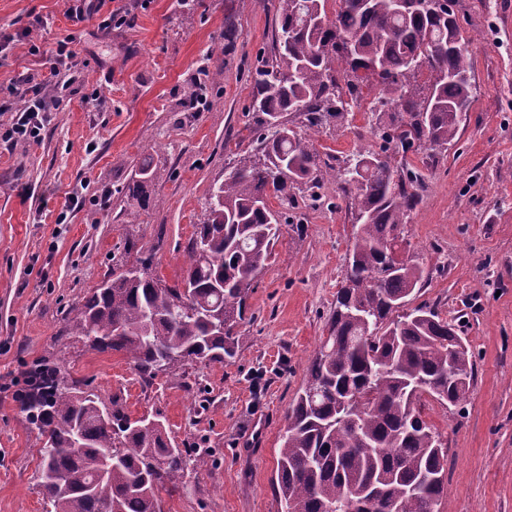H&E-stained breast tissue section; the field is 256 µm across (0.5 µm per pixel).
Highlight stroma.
Here are the masks:
<instances>
[{"mask_svg": "<svg viewBox=\"0 0 512 512\" xmlns=\"http://www.w3.org/2000/svg\"><path fill=\"white\" fill-rule=\"evenodd\" d=\"M126 21L109 34L74 22L65 0H0V125L21 74L45 80L60 41L77 77L37 139L0 141V512H46L40 442L20 409L33 364H58L104 403L159 420L204 468L163 494V512H281L273 480L288 407L334 308L354 220L333 169L379 151L388 123L363 88L345 122L314 137L325 179L312 200L273 198L280 236L246 300L239 351L221 363L186 361L145 381L126 355L70 333L91 289L148 259L180 282L188 245L214 187L258 146L252 71L270 54L277 0H112ZM469 38L474 100L448 147L408 154L421 176L404 227L426 280L410 301L463 319L476 362L462 407L426 399L448 448L438 512H512V0H456ZM222 69L199 93L200 70ZM149 165L142 206L129 190Z\"/></svg>", "mask_w": 512, "mask_h": 512, "instance_id": "35a3bbf8", "label": "stroma"}]
</instances>
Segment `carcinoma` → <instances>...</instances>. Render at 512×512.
Returning a JSON list of instances; mask_svg holds the SVG:
<instances>
[{
  "mask_svg": "<svg viewBox=\"0 0 512 512\" xmlns=\"http://www.w3.org/2000/svg\"><path fill=\"white\" fill-rule=\"evenodd\" d=\"M277 2L274 54L259 57L253 74L254 111L268 134L206 199L181 284L161 283L144 263L137 280L112 274L85 300L72 335L100 352L129 355L152 379L174 375L184 361L234 358L248 292L279 237L268 191L286 198L319 183L313 143L282 114L303 116L310 129L342 122L363 84H374L377 103L392 111L379 128L385 159L361 151L332 174L356 230L327 336L288 407L275 484L282 512H348L367 491L380 498L377 512L391 505L435 512L448 451L425 419L423 399L463 404L475 360L436 307L407 308L424 269L406 254L404 225L421 177L405 160L424 143L443 146L456 137L473 102L471 58L452 10L339 0L330 21L325 0ZM184 285L208 315L180 309ZM26 386L21 408L41 441L48 512H162L160 491L206 465L162 430L128 424L119 408L114 425L105 423L99 396L68 382L55 364H35ZM75 430L84 444L78 450Z\"/></svg>",
  "mask_w": 512,
  "mask_h": 512,
  "instance_id": "carcinoma-1",
  "label": "carcinoma"
}]
</instances>
